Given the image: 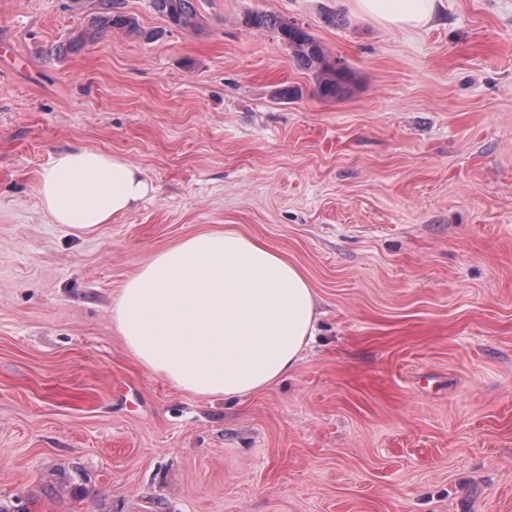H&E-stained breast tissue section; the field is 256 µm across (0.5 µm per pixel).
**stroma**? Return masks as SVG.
<instances>
[{"label": "stroma", "mask_w": 512, "mask_h": 512, "mask_svg": "<svg viewBox=\"0 0 512 512\" xmlns=\"http://www.w3.org/2000/svg\"><path fill=\"white\" fill-rule=\"evenodd\" d=\"M0 0V499L29 512H512V0L419 30L352 0ZM353 75L322 99L274 35ZM82 147L152 190L76 234L40 176ZM232 226L318 297L305 360L241 399L184 393L112 321L153 253ZM84 488L75 497V488ZM120 3L117 0H99V15L94 19L95 28L101 31L121 30L128 34L139 31L134 17L118 11ZM154 10L163 16L171 27L194 29L199 23L198 12L191 0H151ZM244 23L272 33L287 44L297 65L312 74L318 93L323 98H336L342 85L351 79L350 71L345 67H336V61H331L324 45L295 21L289 22L272 13L254 12L244 17Z\"/></svg>", "instance_id": "35a3bbf8"}]
</instances>
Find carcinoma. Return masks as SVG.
Here are the masks:
<instances>
[{"mask_svg": "<svg viewBox=\"0 0 512 512\" xmlns=\"http://www.w3.org/2000/svg\"><path fill=\"white\" fill-rule=\"evenodd\" d=\"M154 10L170 26L187 30L199 23L198 12L191 0H151ZM95 28L102 31L121 30L128 34L139 32L135 18L119 11L118 0H99V15L94 19ZM245 25L274 34L288 45L292 58L302 69L310 72L316 81L318 93L324 98H334L342 85L351 79L350 71L336 66L324 45L303 26L279 15L254 12L244 17Z\"/></svg>", "mask_w": 512, "mask_h": 512, "instance_id": "obj_1", "label": "carcinoma"}]
</instances>
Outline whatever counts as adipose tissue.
Returning a JSON list of instances; mask_svg holds the SVG:
<instances>
[{
	"instance_id": "1",
	"label": "adipose tissue",
	"mask_w": 512,
	"mask_h": 512,
	"mask_svg": "<svg viewBox=\"0 0 512 512\" xmlns=\"http://www.w3.org/2000/svg\"><path fill=\"white\" fill-rule=\"evenodd\" d=\"M362 17L419 29L436 0H353ZM150 186L125 158L87 148L56 153L38 186L54 224L77 233L111 223ZM112 319L130 355L198 397L244 398L291 374L317 331L316 294L302 271L235 229L206 230L143 262Z\"/></svg>"
}]
</instances>
